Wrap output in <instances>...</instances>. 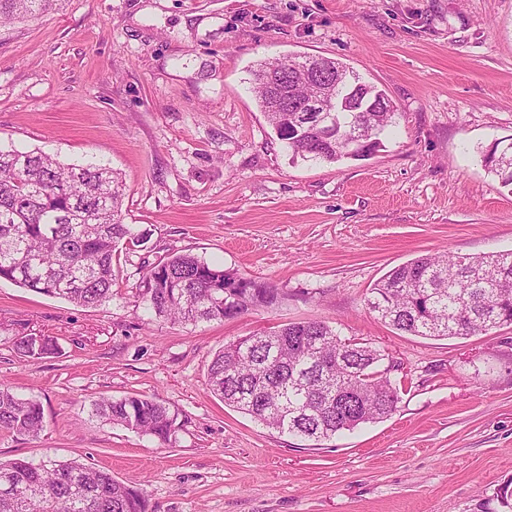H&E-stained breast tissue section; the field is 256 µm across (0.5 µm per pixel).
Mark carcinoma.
Here are the masks:
<instances>
[{
	"instance_id": "obj_1",
	"label": "carcinoma",
	"mask_w": 512,
	"mask_h": 512,
	"mask_svg": "<svg viewBox=\"0 0 512 512\" xmlns=\"http://www.w3.org/2000/svg\"><path fill=\"white\" fill-rule=\"evenodd\" d=\"M57 0H0V22L35 19ZM327 89L303 77L302 61L256 64L252 91L260 111L292 158L313 163L362 160L382 145L396 124L395 111L338 109L334 127L314 112L278 109L267 86L288 69V91L300 99L336 87V70L352 82L360 76L324 59ZM486 166L505 186L512 163L488 152ZM123 189L117 173L97 161L65 164L40 150L0 149V280L77 306L112 300L119 242H140L135 225L122 217ZM144 312L154 319L196 325L236 318L253 308H276L286 293L271 284L209 264L190 253H174L143 272L136 286ZM369 313L392 329L414 336L466 338L512 325V250L478 256L446 251L418 256L383 276L365 297ZM21 358L57 353L49 336L14 341ZM387 355L363 339L346 337L326 322H289L224 345L208 369V386L224 405L282 434L311 441L390 417L400 386L382 367ZM95 414L129 430L172 442L175 416L152 397L131 395L93 403ZM43 408L0 384V431L36 435ZM15 486L0 496V512H148L140 488L108 471L77 460L0 462V477Z\"/></svg>"
}]
</instances>
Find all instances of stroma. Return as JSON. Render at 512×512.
Returning <instances> with one entry per match:
<instances>
[{
    "mask_svg": "<svg viewBox=\"0 0 512 512\" xmlns=\"http://www.w3.org/2000/svg\"><path fill=\"white\" fill-rule=\"evenodd\" d=\"M322 55L399 114L362 160L293 162L251 93L261 61ZM512 138V0H58L0 28V147L119 173L114 296L85 308L0 281V383L38 400L37 436L0 461L77 460L142 489L149 512H507L512 326L399 334L369 314L390 269L436 251L512 250V186L484 161ZM191 253L282 288L275 309L195 326L136 305L146 266ZM340 324L396 363L395 413L322 444L224 405L226 343L290 321ZM57 354L22 359L17 337ZM139 394L176 416L171 444L97 418Z\"/></svg>",
    "mask_w": 512,
    "mask_h": 512,
    "instance_id": "1",
    "label": "stroma"
}]
</instances>
